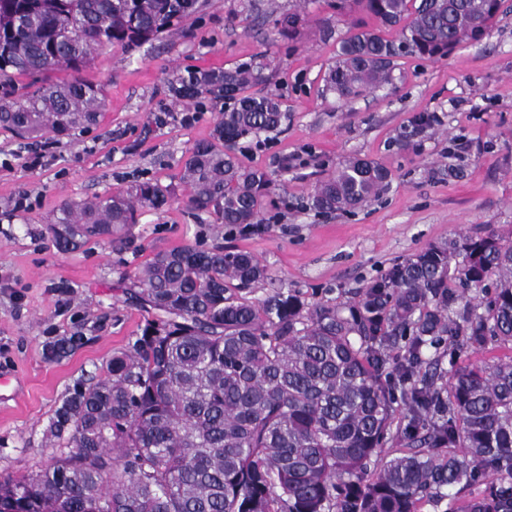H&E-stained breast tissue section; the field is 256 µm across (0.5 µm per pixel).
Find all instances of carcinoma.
<instances>
[{"label":"carcinoma","instance_id":"cac0c4a2","mask_svg":"<svg viewBox=\"0 0 512 512\" xmlns=\"http://www.w3.org/2000/svg\"><path fill=\"white\" fill-rule=\"evenodd\" d=\"M376 22L340 42L325 92L351 100L393 82L404 53L444 56L481 41L500 0H334ZM203 0H0V131L70 138L98 124L101 89L78 77L106 46L139 47L202 10ZM301 22L276 19L274 39ZM396 29L399 40L385 32ZM268 63L177 68L174 101L219 108L211 137L184 156L188 215L229 227L264 223L286 191L241 158L280 131L262 87ZM66 69V79L51 73ZM20 76H42L35 87ZM380 163L351 158L316 185L319 213L360 207L389 185ZM171 186L149 178L93 201H65L48 235L61 252L119 239L137 212H162ZM125 302L139 332L104 377L78 380L47 438L40 472L0 480V512H423L469 492L465 512H512V234L461 235L404 258L353 298L254 287L252 253L213 245L159 251L132 274ZM79 337L49 344L53 359ZM508 351L460 365L466 351ZM449 368H444L443 364ZM390 442L394 455L382 456ZM490 482L471 488L485 476Z\"/></svg>","mask_w":512,"mask_h":512}]
</instances>
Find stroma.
<instances>
[{
	"instance_id": "1",
	"label": "stroma",
	"mask_w": 512,
	"mask_h": 512,
	"mask_svg": "<svg viewBox=\"0 0 512 512\" xmlns=\"http://www.w3.org/2000/svg\"><path fill=\"white\" fill-rule=\"evenodd\" d=\"M329 0H207L183 32L136 50L106 48L80 77L100 87L103 117L72 139L0 133V375L17 378L0 403V477L39 472L56 450L46 428L81 376L103 374L137 332L141 313L116 283L155 252L187 244L255 254L275 287L331 293L343 301L393 262L463 234L512 231V0L478 44L448 56L397 59L391 85L342 103L324 96V75L352 19ZM299 11L293 43L267 38L276 13ZM264 56L268 91L288 118L251 165L288 187L268 205L270 223L230 229L189 218L176 183L186 150L206 139L215 110L184 106L168 92L177 68L219 67ZM388 168V188L364 205L308 209L322 176L351 157ZM144 178L172 185L165 212L141 211L125 241L58 252L44 225L65 200L104 196ZM78 336L58 361L46 343Z\"/></svg>"
}]
</instances>
